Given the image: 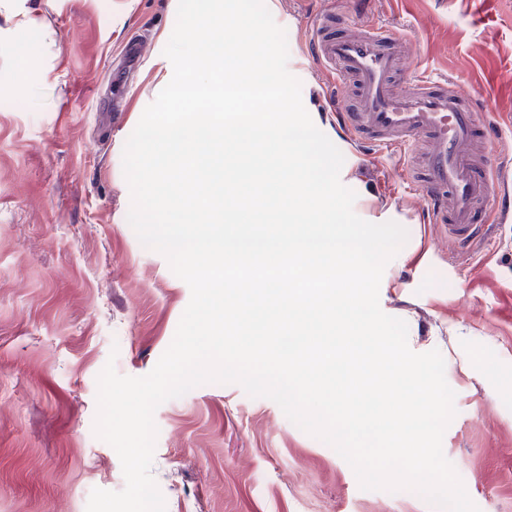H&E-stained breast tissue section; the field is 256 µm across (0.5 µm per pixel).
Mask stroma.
Instances as JSON below:
<instances>
[{"mask_svg":"<svg viewBox=\"0 0 512 512\" xmlns=\"http://www.w3.org/2000/svg\"><path fill=\"white\" fill-rule=\"evenodd\" d=\"M266 0L314 125L341 151L355 213L408 233L379 303L417 353L439 350L456 415L443 452L479 512H512V221L470 256L424 221L397 155L358 143L310 55L336 11L412 40L418 72L490 100V156L512 185V0ZM178 0H0V512H86L125 486L94 432L97 377L149 374L191 292L128 222L126 140L159 94ZM36 15L30 43L17 26ZM37 63L28 66V50ZM166 512H440L416 492L361 489L352 467L266 397L204 383L154 413Z\"/></svg>","mask_w":512,"mask_h":512,"instance_id":"obj_1","label":"stroma"}]
</instances>
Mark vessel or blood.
<instances>
[{"label":"vessel or blood","mask_w":512,"mask_h":512,"mask_svg":"<svg viewBox=\"0 0 512 512\" xmlns=\"http://www.w3.org/2000/svg\"><path fill=\"white\" fill-rule=\"evenodd\" d=\"M312 52L332 69L347 101L341 118L356 139L407 154L402 179L454 249L480 238L483 212L512 216V196L494 192L486 161V105L446 81L413 75L410 40L375 24L341 36L335 16L324 15Z\"/></svg>","instance_id":"obj_1"}]
</instances>
